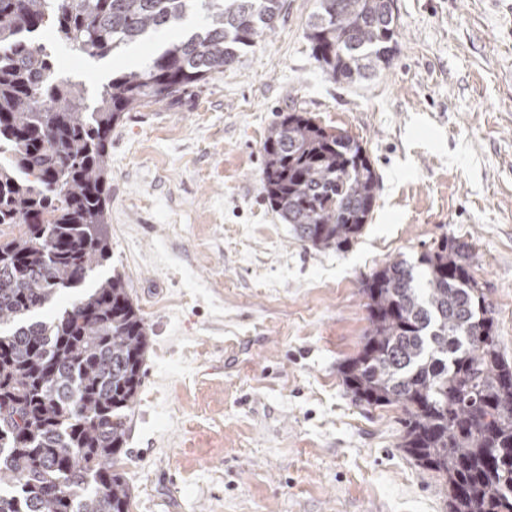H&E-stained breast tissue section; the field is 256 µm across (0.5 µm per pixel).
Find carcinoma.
<instances>
[{"mask_svg": "<svg viewBox=\"0 0 512 512\" xmlns=\"http://www.w3.org/2000/svg\"><path fill=\"white\" fill-rule=\"evenodd\" d=\"M284 0H0V512H132L121 470L127 411L149 347L125 279L99 280L37 319L111 258L108 147L122 116L207 82L252 48ZM204 15L144 70L93 96L54 75L49 31L104 59ZM394 0H320L312 55L335 79L367 77L396 51ZM262 188L298 241L343 250L369 223L379 176L362 145L304 112L267 129ZM9 229L4 233L3 229ZM369 327L340 365L368 407L403 411L400 447L438 473L449 512H512V365L498 350L469 245L442 236L417 263L363 282Z\"/></svg>", "mask_w": 512, "mask_h": 512, "instance_id": "obj_1", "label": "carcinoma"}]
</instances>
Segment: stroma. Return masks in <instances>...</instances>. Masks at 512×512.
<instances>
[{
    "instance_id": "stroma-1",
    "label": "stroma",
    "mask_w": 512,
    "mask_h": 512,
    "mask_svg": "<svg viewBox=\"0 0 512 512\" xmlns=\"http://www.w3.org/2000/svg\"><path fill=\"white\" fill-rule=\"evenodd\" d=\"M286 0L232 67L112 131L110 265L149 332L121 467L133 512H448L400 448L403 413L356 404L341 363L369 326L361 281L441 235L468 243L512 363V0H397L389 67L332 79ZM57 75L95 60L47 40ZM296 110L357 139L380 181L347 250L316 251L262 191V143Z\"/></svg>"
}]
</instances>
